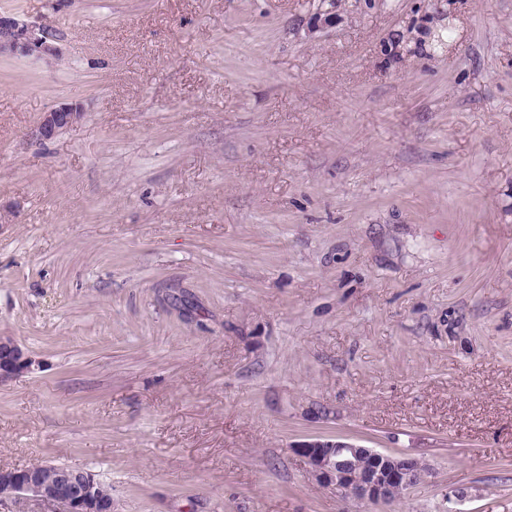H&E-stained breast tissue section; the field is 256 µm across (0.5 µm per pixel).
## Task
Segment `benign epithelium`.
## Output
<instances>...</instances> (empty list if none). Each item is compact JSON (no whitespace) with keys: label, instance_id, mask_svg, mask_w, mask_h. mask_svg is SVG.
<instances>
[{"label":"benign epithelium","instance_id":"obj_1","mask_svg":"<svg viewBox=\"0 0 512 512\" xmlns=\"http://www.w3.org/2000/svg\"><path fill=\"white\" fill-rule=\"evenodd\" d=\"M36 56L56 60L62 49L47 27L14 14L0 13V54ZM83 112L73 104H60L46 112L37 128L50 140L77 123ZM35 360L11 336L0 335V384L33 370ZM309 467L312 478L345 498L391 502L419 484L428 470L418 460L365 448L340 437L313 436L292 445ZM102 479L89 469L52 463L24 468L0 467V502L24 506L30 501L53 503L58 512H115L112 496L99 493Z\"/></svg>","mask_w":512,"mask_h":512}]
</instances>
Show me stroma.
Returning a JSON list of instances; mask_svg holds the SVG:
<instances>
[{
  "label": "stroma",
  "instance_id": "stroma-1",
  "mask_svg": "<svg viewBox=\"0 0 512 512\" xmlns=\"http://www.w3.org/2000/svg\"><path fill=\"white\" fill-rule=\"evenodd\" d=\"M0 11L64 50L0 55V335L37 362L0 467L116 512H512V0ZM315 435L430 474L343 499ZM83 112L73 104H60L45 112L37 128V135L41 140H50L64 129L77 123ZM89 469L52 463H37L24 468L0 467V502L24 506L30 501L53 503L56 512H116L112 485Z\"/></svg>",
  "mask_w": 512,
  "mask_h": 512
}]
</instances>
